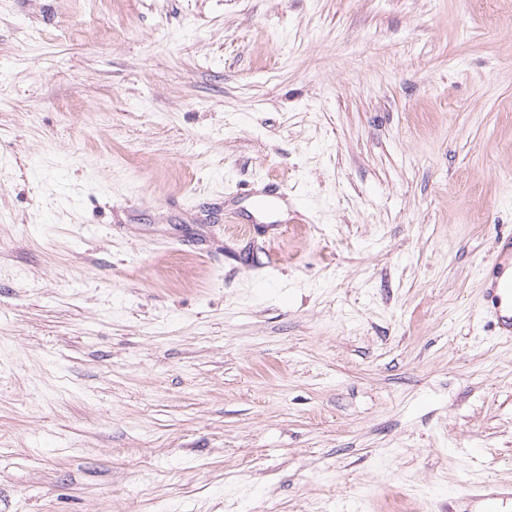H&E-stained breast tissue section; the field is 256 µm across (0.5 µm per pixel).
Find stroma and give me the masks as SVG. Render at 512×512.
<instances>
[{"mask_svg":"<svg viewBox=\"0 0 512 512\" xmlns=\"http://www.w3.org/2000/svg\"><path fill=\"white\" fill-rule=\"evenodd\" d=\"M509 233L512 0H0V512L512 482ZM484 283L483 308L495 319L499 336L512 341V235L500 236L497 256L489 267H480Z\"/></svg>","mask_w":512,"mask_h":512,"instance_id":"obj_1","label":"stroma"}]
</instances>
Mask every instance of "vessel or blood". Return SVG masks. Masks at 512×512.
I'll return each mask as SVG.
<instances>
[{"label":"vessel or blood","instance_id":"1","mask_svg":"<svg viewBox=\"0 0 512 512\" xmlns=\"http://www.w3.org/2000/svg\"><path fill=\"white\" fill-rule=\"evenodd\" d=\"M484 283L483 308L495 319L499 336L512 341V235L498 239L491 266L479 269ZM446 512H512V484L470 483L449 495Z\"/></svg>","mask_w":512,"mask_h":512}]
</instances>
